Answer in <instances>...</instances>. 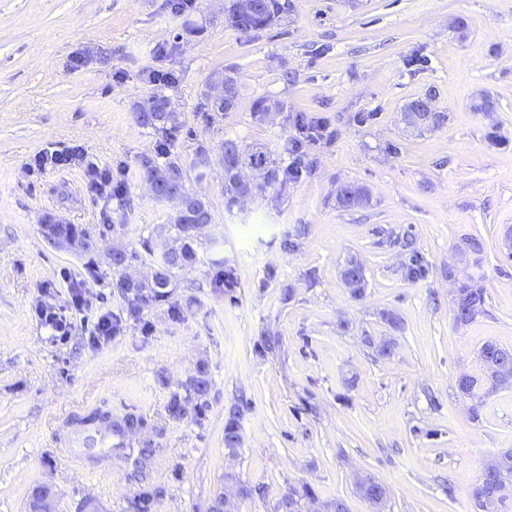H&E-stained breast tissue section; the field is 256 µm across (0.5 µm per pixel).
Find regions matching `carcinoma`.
<instances>
[{
  "instance_id": "carcinoma-1",
  "label": "carcinoma",
  "mask_w": 512,
  "mask_h": 512,
  "mask_svg": "<svg viewBox=\"0 0 512 512\" xmlns=\"http://www.w3.org/2000/svg\"><path fill=\"white\" fill-rule=\"evenodd\" d=\"M225 16L227 22L242 32H251L268 28L278 21L285 11V4L281 0H257L256 10L245 13L239 10L238 0H225ZM224 84L228 86L229 98L224 102L222 111L230 112L237 106L241 93V85L237 76L229 70L223 72ZM445 115L441 112H421L418 103H409L404 107L402 121L414 129L427 126H435L443 122ZM176 119L169 118L165 112H157L154 118L146 121L139 120L140 125L156 131L167 130V125L175 124ZM222 160L224 167V198L225 205L230 207L236 200L245 195L262 193L266 189L283 183L290 177H296L298 170L287 167L285 169L276 165L271 154L259 151L250 152L233 140L227 139L222 143ZM261 166L269 175L267 183L255 188L236 180L232 170L241 167ZM143 170L146 179L153 181L162 191L186 190L185 173L178 157L173 155L166 142H161L156 151V157L148 158L143 162ZM368 200L367 189L361 185H353L347 193L337 192L336 201L344 209L350 210L358 207ZM206 220L212 221L210 206L207 201L197 200L190 205L181 217L175 219L173 228L178 239L179 247L172 249L162 256L158 264L159 278L154 285L141 283L135 287H126L122 279L112 283V287L127 301V314L133 319L140 316L143 306L150 301H161L169 296L168 288L172 283L174 270L191 266L198 262V253L194 247L192 225ZM484 288L475 283H466L458 289V318L468 321L472 319L475 310H484ZM489 381L488 374L480 376L467 375L458 381V389L461 393L476 401L474 405V417H479V408L483 404V398L487 395L486 384ZM210 390V382L205 373L192 379L184 386V393L175 392L170 401L171 412L180 414L185 410V404L198 402L206 398ZM240 410L229 414L224 425V447L234 448L236 444L229 442V438L239 437Z\"/></svg>"
}]
</instances>
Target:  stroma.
<instances>
[{"mask_svg": "<svg viewBox=\"0 0 512 512\" xmlns=\"http://www.w3.org/2000/svg\"><path fill=\"white\" fill-rule=\"evenodd\" d=\"M270 28L240 32L222 0H0V512H27L49 489L54 512H209L238 493L240 512H277L309 484L316 504L388 490L385 512H472L482 471L512 448V387L479 417L457 388L481 372L488 341L512 348V0H284ZM233 69L237 107L208 111L212 73ZM167 95L178 126L161 136L136 113ZM434 94L442 125L401 120ZM489 95L490 112L475 108ZM280 101L265 119L257 98ZM322 124L302 137L294 116ZM301 139L298 179L226 207L220 146L273 152ZM168 140L185 185L208 201L198 261L165 301L128 318L112 286L145 279L174 244L175 205L153 197L142 160ZM79 149L66 169L39 156ZM210 165L197 171L198 150ZM122 182L90 189L88 164ZM346 183L367 205L336 203ZM87 230L90 252L53 246L46 215ZM482 240L480 253L462 249ZM130 252L114 268V249ZM357 260L366 287L342 271ZM235 286L212 285L218 267ZM478 281L485 312L457 321L458 290ZM86 297L68 339L37 304ZM179 317H172V309ZM111 337L89 340L98 314ZM389 337L391 356L374 342ZM206 372L203 412L169 409ZM241 409V446L224 424ZM142 419L120 447L75 448L85 417Z\"/></svg>", "mask_w": 512, "mask_h": 512, "instance_id": "obj_1", "label": "stroma"}]
</instances>
